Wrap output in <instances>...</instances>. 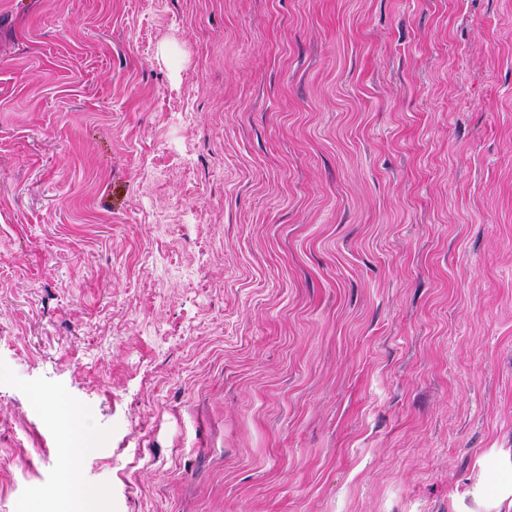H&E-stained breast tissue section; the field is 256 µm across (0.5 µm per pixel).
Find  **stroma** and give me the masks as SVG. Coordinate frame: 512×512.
<instances>
[{"mask_svg": "<svg viewBox=\"0 0 512 512\" xmlns=\"http://www.w3.org/2000/svg\"><path fill=\"white\" fill-rule=\"evenodd\" d=\"M512 512V0H0V512Z\"/></svg>", "mask_w": 512, "mask_h": 512, "instance_id": "1", "label": "stroma"}]
</instances>
